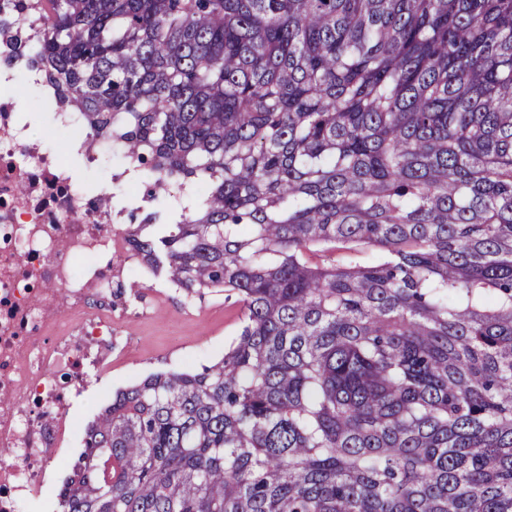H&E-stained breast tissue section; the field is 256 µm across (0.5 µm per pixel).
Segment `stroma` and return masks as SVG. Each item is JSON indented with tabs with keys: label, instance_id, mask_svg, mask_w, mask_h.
Listing matches in <instances>:
<instances>
[{
	"label": "stroma",
	"instance_id": "1",
	"mask_svg": "<svg viewBox=\"0 0 512 512\" xmlns=\"http://www.w3.org/2000/svg\"><path fill=\"white\" fill-rule=\"evenodd\" d=\"M112 283L122 291L111 304L94 297L87 302L89 312L112 313V371L93 376L88 391L70 405L69 417L81 434L116 391L154 373L217 362L242 326L237 295L219 292L186 300L166 277L120 254L113 261Z\"/></svg>",
	"mask_w": 512,
	"mask_h": 512
}]
</instances>
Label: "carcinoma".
Listing matches in <instances>:
<instances>
[{"label":"carcinoma","mask_w":512,"mask_h":512,"mask_svg":"<svg viewBox=\"0 0 512 512\" xmlns=\"http://www.w3.org/2000/svg\"><path fill=\"white\" fill-rule=\"evenodd\" d=\"M239 337L117 393L59 512H512V0H0ZM370 249L379 259L368 261Z\"/></svg>","instance_id":"cac0c4a2"}]
</instances>
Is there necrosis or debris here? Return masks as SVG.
I'll use <instances>...</instances> for the list:
<instances>
[{"instance_id":"obj_1","label":"necrosis or debris","mask_w":512,"mask_h":512,"mask_svg":"<svg viewBox=\"0 0 512 512\" xmlns=\"http://www.w3.org/2000/svg\"><path fill=\"white\" fill-rule=\"evenodd\" d=\"M73 147L99 161L111 139L58 112ZM111 209L84 195L59 154L31 139L25 110L0 94V512L46 481L45 463L73 443L67 391L112 363V317L84 312L112 298V260L130 249Z\"/></svg>"}]
</instances>
